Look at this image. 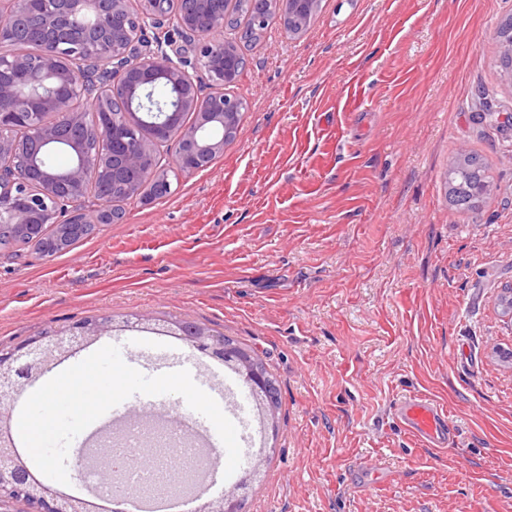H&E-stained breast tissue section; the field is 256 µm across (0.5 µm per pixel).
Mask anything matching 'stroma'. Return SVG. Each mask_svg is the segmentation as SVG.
Masks as SVG:
<instances>
[{"instance_id":"obj_1","label":"stroma","mask_w":512,"mask_h":512,"mask_svg":"<svg viewBox=\"0 0 512 512\" xmlns=\"http://www.w3.org/2000/svg\"><path fill=\"white\" fill-rule=\"evenodd\" d=\"M512 0H322L246 55L235 140L50 258L0 255V348L104 314L204 323L281 387L247 512H512ZM489 164L452 210L450 158ZM446 406L425 448L396 398ZM376 460L382 478L366 473ZM494 44L498 68L504 76L512 77V15L499 23ZM445 186L449 200L467 211H479L494 189L488 165L478 155L457 153L448 163Z\"/></svg>"}]
</instances>
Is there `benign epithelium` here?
<instances>
[{
	"label": "benign epithelium",
	"mask_w": 512,
	"mask_h": 512,
	"mask_svg": "<svg viewBox=\"0 0 512 512\" xmlns=\"http://www.w3.org/2000/svg\"><path fill=\"white\" fill-rule=\"evenodd\" d=\"M0 14V44L41 35L47 50L37 59L24 54H0V73L21 74L25 84L0 76V167L20 165L15 177L0 176V224L22 235L41 232L47 223L112 222L113 207L101 202L86 208L90 183L108 178L128 198L144 201L146 183L159 172L148 165L156 145L164 144L177 164L191 171L224 149V126L240 111L239 99L224 93L238 75L224 68V10L217 0H186L188 8L172 11L176 30L193 37L191 54L172 58L166 47L171 34L155 41V48L137 57L127 56L133 35L146 30L157 18L158 0H45L46 7L31 12L28 0H7ZM209 22L211 31L199 27ZM125 60L121 77L107 94L93 87L88 70L74 63L105 66ZM204 70L216 87L210 96L200 93L197 76ZM160 84L171 91V104L163 119L153 123L155 136L139 147L129 146L146 123L142 108L145 89ZM95 95L99 121L91 126L85 111L71 104V96ZM63 145L73 158L64 169L44 164L48 147ZM149 331L157 335L187 337L195 353L224 361L231 346L208 327H185L178 321L133 314L115 319L107 314L47 332L0 353V495L19 494L34 512H88L83 499L68 496L55 486L35 479L14 456L10 423L15 397L41 378L51 365L72 356L117 331ZM262 480L255 471L247 481L235 483L217 496L205 498L200 512H231L245 501L253 484Z\"/></svg>",
	"instance_id": "obj_1"
}]
</instances>
